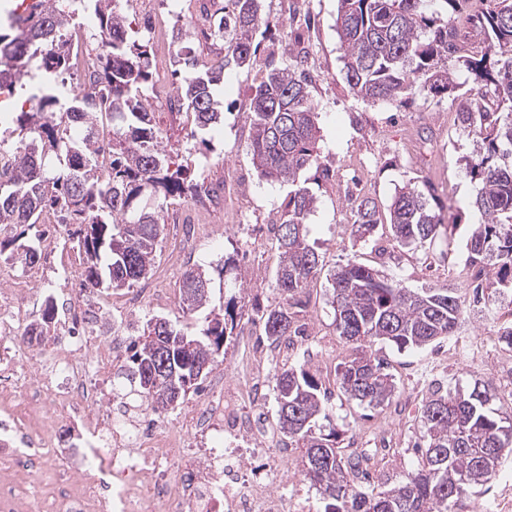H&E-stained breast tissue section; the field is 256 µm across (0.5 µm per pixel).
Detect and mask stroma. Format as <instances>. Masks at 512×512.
I'll return each instance as SVG.
<instances>
[{"label":"stroma","mask_w":512,"mask_h":512,"mask_svg":"<svg viewBox=\"0 0 512 512\" xmlns=\"http://www.w3.org/2000/svg\"><path fill=\"white\" fill-rule=\"evenodd\" d=\"M338 0H262V16L269 23L267 31L257 33L258 46L252 66L224 73V121L209 134L211 150L201 155L195 150L186 113L153 111L152 123L164 150L178 164L192 166L195 181L220 185L227 172L236 170L247 177V202L238 222L224 221L203 198L174 200L168 212L189 210L199 214L202 223L216 225L215 238H196L191 249H183L172 225H165L160 255L152 272L171 292L167 302H145L131 318V326L143 324L145 315L162 314L193 327H201L206 312L183 315L176 298L179 280L186 269L202 266L211 279L209 306L215 310L234 309L241 333L227 342L221 362L215 363L203 386L211 388L228 377L244 345L261 346L258 329L251 324L252 308L273 306L278 298L271 287L279 252L275 234L268 222L288 195L287 184L260 180L249 152L247 114L256 87L265 79L270 63H283L288 47L303 44L309 63L318 71L312 98L320 114L318 147L325 171L305 170L300 181L316 199L309 216V239L321 255L322 270L311 283L305 304L299 308L297 321L307 344L325 349L326 359L304 357L302 351L290 353L289 363H306L311 372L325 382H332L338 364L348 353V346L338 336L329 306L327 279L340 265L355 257L375 269L400 279L406 288L427 286L453 287L465 291L464 249L466 238L477 217L469 208L476 190L462 156L474 149L471 137L456 120L457 103L446 94L426 91L410 96L402 104L366 102L354 96L346 80V68L336 32ZM406 185L431 192L438 204L461 211L462 221L453 236L458 247L454 261L441 256L446 245L437 240L433 246L418 250L390 248L386 251L356 241L351 225L341 223L340 212L346 205L348 191L361 195L386 209L395 192ZM234 257L236 268L225 269L227 257ZM512 321L506 309H499L495 320L468 315L458 325L454 336L438 345L422 349L397 350L383 345L385 359L396 382L390 405L366 408L333 391L328 404L332 425L342 439L351 438L370 424L385 417L390 406H402L403 420L390 450L375 460V483L393 487L418 466L414 446L422 435L419 408L433 385L470 390L474 384L485 385L494 395L492 407L512 411V385L503 381L488 365L459 361L453 354L458 337L500 335L504 323Z\"/></svg>","instance_id":"1"}]
</instances>
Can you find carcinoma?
<instances>
[{
	"mask_svg": "<svg viewBox=\"0 0 512 512\" xmlns=\"http://www.w3.org/2000/svg\"><path fill=\"white\" fill-rule=\"evenodd\" d=\"M116 0H51L22 32L10 19L0 22V56L13 59V75L3 84L25 87L35 72L58 74L68 68L61 40L82 13L93 12L101 39L98 95L75 98L77 118L87 137L74 145L65 137L53 89L48 88L35 112L16 116L17 142L9 148L10 167L0 169V225L8 231L27 230L0 241L9 257L25 251L39 259L27 232L36 228L48 209L59 223L75 230L71 243L82 255V286L96 290L131 288L149 277L157 259L164 225L160 212L174 197L192 199L198 184L186 165H174L161 149L146 110L147 92L154 87L148 41L126 27V18L111 4ZM427 0H339L336 29L350 90L366 101L401 103L416 89L453 94L459 105L460 126L480 144L465 158L466 168L480 188L471 202L478 224L467 240L466 262L488 269V277L469 285L460 295L455 288L412 291L356 258L329 276L330 306L338 335L351 353L336 368V385L348 399L378 407L390 400L396 385L375 346L423 348L453 335L467 311L490 303L512 304V0H443L449 17L426 16ZM261 0H224V15L215 24L226 54L201 63L177 34L173 76L195 125L194 137L219 124L215 90L224 70L252 65L253 34L263 20ZM292 62L271 65L255 91L248 113L250 154L260 179L288 183L291 190L277 222L279 261L274 272L278 306L258 310L251 321L279 345L301 335L291 309L322 269L319 254L308 242V218L315 197L299 184L302 171L323 161L318 148V112L306 56L290 51ZM455 60L469 78L459 82L448 70ZM486 89L478 101L469 83ZM119 121V148L99 160L95 143L99 119ZM154 199L151 211L143 198ZM352 212L357 239L371 240L381 223L375 202L355 199ZM390 241L401 248H418L447 233L433 197L411 186L396 191L388 206ZM210 278L200 268L187 270L179 285V304L193 314L206 304ZM236 328L232 313L215 315L206 327L190 332L172 320L153 315L133 342L128 363L113 373L112 389L133 408L162 410L163 387L146 377L162 345L172 343L169 368L175 371L180 398L198 385L194 366L216 363L224 340ZM277 427L288 447L300 450L301 473L315 486L322 512H451L477 486L489 483L505 455L512 452V415L493 412L488 388L470 391L440 389L423 400L421 465L404 482L390 489L366 491L369 483L352 455L345 454L329 420V390L303 366L274 374ZM481 478L465 483L460 475L471 469Z\"/></svg>",
	"mask_w": 512,
	"mask_h": 512,
	"instance_id": "cac0c4a2",
	"label": "carcinoma"
}]
</instances>
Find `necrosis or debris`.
Segmentation results:
<instances>
[{"label": "necrosis or debris", "instance_id": "obj_1", "mask_svg": "<svg viewBox=\"0 0 512 512\" xmlns=\"http://www.w3.org/2000/svg\"><path fill=\"white\" fill-rule=\"evenodd\" d=\"M64 50L78 66L83 93L93 94L96 56L84 47L83 28L68 31ZM55 275L52 268L26 274L49 283ZM23 277L0 269L1 364L30 344ZM136 306L123 296L75 297L53 321L42 378L0 385V456L11 462L0 472V512H34L33 477L51 465L60 469L55 512H309L283 483L287 449L252 445L266 435L270 370L263 351L248 350L231 387L184 408L178 423L140 421L122 403L101 406L100 387L117 367ZM76 323L81 332H73ZM47 407L64 410L73 425L67 443L43 420ZM192 437L205 443L194 457L187 452Z\"/></svg>", "mask_w": 512, "mask_h": 512}]
</instances>
